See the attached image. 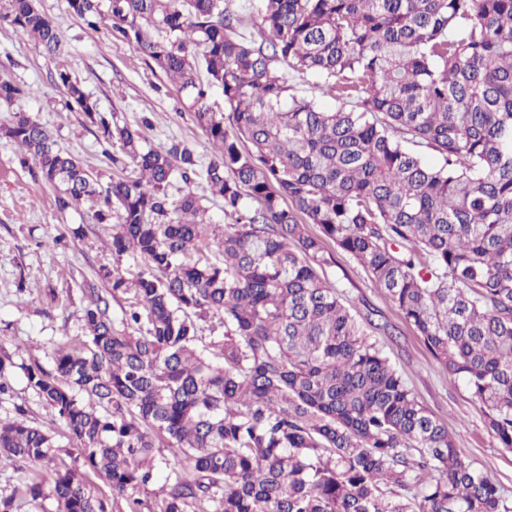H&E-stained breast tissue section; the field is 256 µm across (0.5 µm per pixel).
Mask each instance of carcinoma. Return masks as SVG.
<instances>
[{
	"label": "carcinoma",
	"mask_w": 512,
	"mask_h": 512,
	"mask_svg": "<svg viewBox=\"0 0 512 512\" xmlns=\"http://www.w3.org/2000/svg\"><path fill=\"white\" fill-rule=\"evenodd\" d=\"M107 2L68 7L174 82L213 155L147 144L148 117L119 125L65 69L67 102L119 149L104 151L110 185L30 116L0 128L60 208L99 199L112 253L142 262L131 281L103 270L112 293H133L121 319L88 289L85 336L52 369L26 368L71 462L25 413L0 420L1 468H52L1 493L0 512L47 498L112 512L90 472L141 512L157 468L151 512H512L377 347L387 325L320 275L327 242L360 263L512 451V0H250L258 40L226 0ZM0 20L60 50L35 0H9ZM30 94L0 79V107ZM177 180L206 193L176 198ZM210 195L233 223L207 220Z\"/></svg>",
	"instance_id": "cac0c4a2"
}]
</instances>
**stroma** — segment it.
Here are the masks:
<instances>
[{
  "label": "stroma",
  "instance_id": "1",
  "mask_svg": "<svg viewBox=\"0 0 512 512\" xmlns=\"http://www.w3.org/2000/svg\"><path fill=\"white\" fill-rule=\"evenodd\" d=\"M37 6L60 30L62 50L45 55L29 36L0 23V77L34 90L33 96L0 108V125L17 112L32 116L50 130L57 148L77 156L101 183H109L114 172L103 156L106 143L100 131L80 108L68 105L55 83L57 71L65 69L100 111L131 126L149 116L152 125L144 131L149 144L179 139L203 159L211 158L207 138L176 87L143 54L113 39L106 26L88 28L69 11L67 0H37ZM19 156L16 143L0 134V358L11 361L0 372V382L8 387L0 394V419L25 412L65 450L64 426L28 387L24 368L33 363L52 368L57 346L83 336L87 286L107 296L110 316L121 318L131 297L113 294L100 272L117 267L129 277L138 265L128 257L115 261L111 233L98 228L93 208L59 209L56 191L33 181ZM60 235L64 246L53 248L52 240ZM324 275L354 309L371 307L382 313L392 331L376 334L378 346L418 400L447 425L460 453L512 497V451L500 448L488 433L485 410L465 383L449 382L420 336L352 257L336 253Z\"/></svg>",
  "mask_w": 512,
  "mask_h": 512
}]
</instances>
